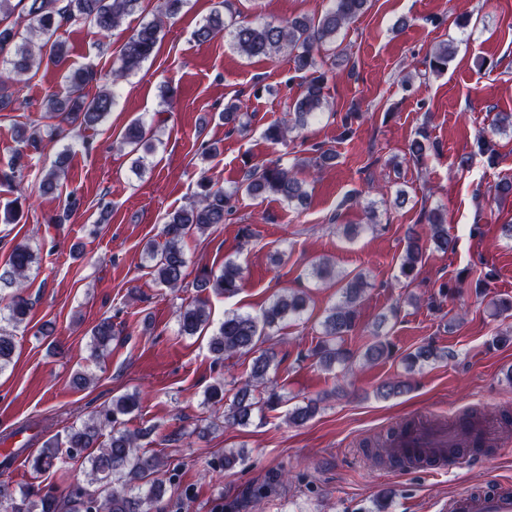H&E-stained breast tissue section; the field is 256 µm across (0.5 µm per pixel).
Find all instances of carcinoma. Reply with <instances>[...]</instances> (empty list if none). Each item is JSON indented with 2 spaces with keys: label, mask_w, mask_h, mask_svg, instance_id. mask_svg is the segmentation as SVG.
Masks as SVG:
<instances>
[{
  "label": "carcinoma",
  "mask_w": 512,
  "mask_h": 512,
  "mask_svg": "<svg viewBox=\"0 0 512 512\" xmlns=\"http://www.w3.org/2000/svg\"><path fill=\"white\" fill-rule=\"evenodd\" d=\"M330 2L331 7L317 19L302 17L279 24L226 23L217 12L196 31L200 41H209L226 32L237 49L250 57L285 54L295 70L310 73L301 95L289 109L288 119L266 129V139L274 144L286 142L288 133L308 126L328 106V76L327 72L319 70L318 57L325 46L335 42L342 29L363 12L368 0ZM140 3L141 0H0V54L11 55L6 68L0 71V104L12 103L13 93L9 88L25 83L34 65L41 64L42 56L35 51L34 38H39L45 46L51 45L50 62L63 68L67 63L65 43L53 40L61 27L70 23H88L106 33L124 17L135 14ZM184 3L185 0H158L154 17L142 22L120 48L111 72V87L87 100L83 90L87 84L99 80L98 74L90 68L77 71L67 77L65 93L51 96L44 102L46 117L61 116L72 122L79 120L86 126L98 124L116 103L114 87L155 54L165 21L177 15ZM13 16L17 20L12 22L10 18ZM454 54L453 45H439L429 58V69L434 73L444 71ZM149 134L141 120L132 121L123 132L122 143L130 148V152H142L135 161L138 167L144 165L145 155L151 151ZM16 139L21 147L9 171L0 176L21 184L27 177L24 152L29 147L37 148L41 135L24 130L16 135ZM434 150V142L427 129L422 127L412 140L404 161L420 164ZM301 166V161L290 168L279 162L253 166L246 171L237 190L253 197L271 195L290 203H301L308 199L306 184L298 177ZM66 168V160L62 157L55 169L43 177L41 191L57 190ZM195 197L190 206L166 214L162 247L151 242L146 248L155 280L170 289L181 287L188 276V261L182 247L184 238L195 230L204 232L224 224L235 213L234 194L215 187L205 177L198 182ZM421 222V231L408 234L400 260L401 277L409 283L415 280L427 251L445 255L454 253L457 247L456 238L448 234L447 218L442 210L423 211ZM35 259L32 249L19 243L0 267V373L12 364L15 356L13 330L27 320L31 310L25 292ZM310 275L320 281L335 279L340 283L336 302L325 310L320 321V332L313 349L317 362L328 371L337 367L346 375L353 372L361 360L372 363L384 357L388 346L379 338L362 351L343 347L344 337L357 326L358 308L367 286L365 274L358 272L344 276L329 262L322 261L311 266ZM241 282L239 265L227 260L218 273L211 269L200 271L194 287L200 293L212 290L230 296L238 292ZM308 305L306 292L285 289L258 314L233 311L224 315V321L209 338L212 352L220 358L255 354L248 377L238 383L231 403L224 411V425H245L254 411H273L281 403L282 396L267 387L268 371L277 365V352L269 342L288 323L300 320ZM178 325L182 336H196L207 330L211 326L207 299L200 297L182 305ZM115 335L112 320H100L91 329L94 351L106 349ZM453 357L452 352L427 342L407 355V371L411 373L427 363L444 362ZM409 390V380L396 377L382 382L376 388V394L388 399ZM138 405L139 398L135 394L114 397L110 405L94 411L88 421L71 427L65 439H47L43 450L32 458L31 467L40 474L68 459L85 456L87 486L75 485L62 497L53 493L37 496L27 490L15 493L0 486V512H151V506L163 497L165 484L157 477L161 466L158 457L140 451L138 445V440L148 431L131 432L124 428L125 417ZM317 410L318 401L309 400L289 410L287 419L299 426L309 421ZM106 428L110 429L109 439L101 443L99 438Z\"/></svg>",
  "instance_id": "1"
}]
</instances>
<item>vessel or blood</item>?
<instances>
[{
	"mask_svg": "<svg viewBox=\"0 0 512 512\" xmlns=\"http://www.w3.org/2000/svg\"><path fill=\"white\" fill-rule=\"evenodd\" d=\"M496 438L495 429L484 424L471 429L461 422L446 429L410 421L395 446L405 459L417 458L422 465L443 471L482 461L481 446ZM448 512H512V489L493 483L483 492L461 491L449 498Z\"/></svg>",
	"mask_w": 512,
	"mask_h": 512,
	"instance_id": "obj_1",
	"label": "vessel or blood"
}]
</instances>
